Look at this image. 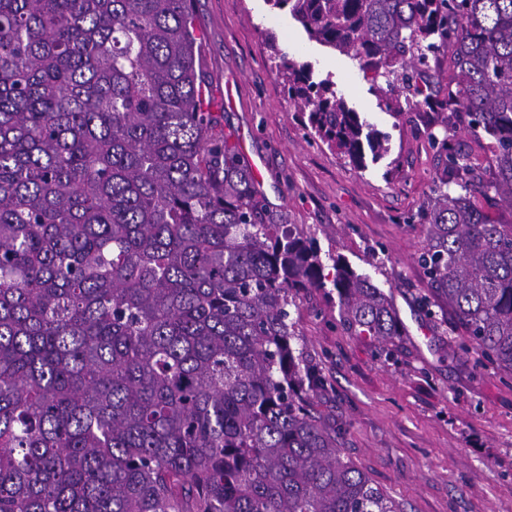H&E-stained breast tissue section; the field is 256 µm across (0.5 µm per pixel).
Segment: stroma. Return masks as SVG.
<instances>
[{
    "mask_svg": "<svg viewBox=\"0 0 512 512\" xmlns=\"http://www.w3.org/2000/svg\"><path fill=\"white\" fill-rule=\"evenodd\" d=\"M202 71L219 128L247 161L259 189L288 223L314 235L326 254L346 259L391 294L406 334L393 359L377 341L340 322L338 298L312 288L293 317L309 361L327 379L318 413L344 429V451L404 512H512V376L448 351L449 334L423 311L417 259L422 214L445 154L429 124L447 120L450 147L485 166L488 138L467 132L464 113H394L384 79L311 41L267 0H194ZM335 83L349 106L390 137V152L357 169L309 138L269 48Z\"/></svg>",
    "mask_w": 512,
    "mask_h": 512,
    "instance_id": "obj_1",
    "label": "stroma"
}]
</instances>
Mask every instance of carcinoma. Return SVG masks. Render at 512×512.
<instances>
[{
  "label": "carcinoma",
  "mask_w": 512,
  "mask_h": 512,
  "mask_svg": "<svg viewBox=\"0 0 512 512\" xmlns=\"http://www.w3.org/2000/svg\"><path fill=\"white\" fill-rule=\"evenodd\" d=\"M193 0H0V512H403L343 451L291 308L336 291L394 356L391 297L270 209L218 118ZM398 89L467 115L423 214L425 313L512 374V0H267ZM452 53L456 87L420 85ZM307 127L358 169L388 151L278 55ZM495 193L508 216L474 197ZM448 144L451 148L465 152L475 167H484L488 157V137L480 132L479 136L466 131L467 117L464 112L448 109Z\"/></svg>",
  "instance_id": "cac0c4a2"
}]
</instances>
